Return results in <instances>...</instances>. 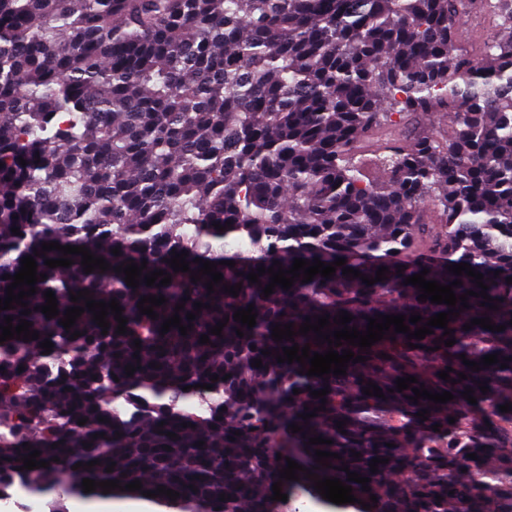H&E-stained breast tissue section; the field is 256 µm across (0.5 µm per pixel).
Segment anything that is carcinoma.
Here are the masks:
<instances>
[{
  "label": "carcinoma",
  "mask_w": 512,
  "mask_h": 512,
  "mask_svg": "<svg viewBox=\"0 0 512 512\" xmlns=\"http://www.w3.org/2000/svg\"><path fill=\"white\" fill-rule=\"evenodd\" d=\"M483 13L496 32L475 54L459 48L467 22ZM394 113L417 118L410 136H396ZM50 241L85 247L110 269L87 274L80 254L50 268L44 261L62 253L47 251L35 257L47 279L23 299L31 313L0 310V325L23 318L39 333L0 343V495L20 485L42 512L122 493L173 512H296L280 470L302 453L306 469L340 479L371 505L342 509L512 512V411L499 409L512 403V0H0V299L12 283L1 276ZM183 250L190 271L176 273L166 260ZM316 257L346 263L329 279L297 278L267 298L270 274L259 285L247 279L260 266L287 270ZM196 258L223 275L212 294L211 276L192 282ZM144 260L143 275L163 270L171 284L141 277L133 288L115 272ZM461 262L484 275L500 303L490 310L483 297H468L469 308L448 322L453 346L436 348L449 339L442 328L410 341L392 327L369 349L336 348L367 358L344 376L309 377L300 373L308 364L277 362L276 352L296 344L327 351L312 331L272 339L275 325L296 332L307 317L346 311L362 332L370 317L418 313L421 322L404 321L415 331L449 307L419 301L405 279L427 269L428 281L461 280L458 296L480 292L474 278L448 271ZM382 266L386 280L370 286L342 274L374 278ZM237 283L238 296L224 292ZM84 289L97 302H119L127 333H117L111 313L105 335L88 310L68 331L59 324L66 309L86 306L70 299ZM47 290L54 318L37 310ZM148 295L167 299L154 320L137 307ZM195 302L206 307L189 320ZM250 304L252 328L233 318ZM174 314L192 327L187 335L160 334ZM226 317L222 336L211 334ZM485 317L505 330H463ZM74 331L82 336L71 339ZM203 335L209 343H199ZM46 339L54 344L47 355ZM495 353L500 362L479 372L459 358ZM449 366L456 384L438 376ZM407 375L418 382L396 391ZM369 381L385 398L362 392ZM420 386L454 399L415 404L409 397ZM325 387L323 404L310 392ZM467 388L477 403L462 397ZM422 409L426 421L416 417ZM314 436L333 444H308ZM25 442L49 467L19 470ZM317 449L341 459L321 466ZM377 456L388 463L373 473ZM344 464L370 479V491L348 480ZM85 478L142 488L86 493ZM277 481L285 502L271 500ZM160 486L180 496L143 497Z\"/></svg>",
  "instance_id": "1"
}]
</instances>
